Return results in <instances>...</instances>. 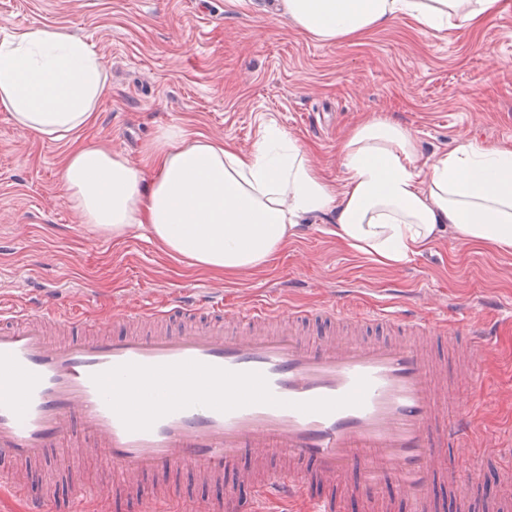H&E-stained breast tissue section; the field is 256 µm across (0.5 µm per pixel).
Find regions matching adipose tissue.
<instances>
[{
	"label": "adipose tissue",
	"mask_w": 512,
	"mask_h": 512,
	"mask_svg": "<svg viewBox=\"0 0 512 512\" xmlns=\"http://www.w3.org/2000/svg\"><path fill=\"white\" fill-rule=\"evenodd\" d=\"M505 0H281L307 37L359 39L408 18L434 32L473 31ZM107 62L65 30L29 27L0 40V106L23 131L47 140L78 137L93 123ZM240 150L181 126L159 130L142 152L147 170L104 147L76 145L62 186L98 231L120 240L144 226L165 255L234 277L266 270L308 216L327 219L336 243L398 267L430 250L442 231L512 255V149L460 142L424 159L397 120L368 117L338 145L345 177L333 187L305 146L279 130Z\"/></svg>",
	"instance_id": "obj_1"
}]
</instances>
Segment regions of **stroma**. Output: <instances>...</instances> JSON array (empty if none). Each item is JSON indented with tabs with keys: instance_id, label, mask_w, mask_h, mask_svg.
Segmentation results:
<instances>
[{
	"instance_id": "obj_1",
	"label": "stroma",
	"mask_w": 512,
	"mask_h": 512,
	"mask_svg": "<svg viewBox=\"0 0 512 512\" xmlns=\"http://www.w3.org/2000/svg\"><path fill=\"white\" fill-rule=\"evenodd\" d=\"M277 0H0V39L31 26L66 29L109 64L95 123L81 138L142 168L141 147L162 127L185 125L217 141L254 149L266 126L310 150L334 186L344 178L337 145L365 115L391 116L411 130L424 156L457 142L512 145V4L476 31L434 35L400 19L358 41L317 42L277 14ZM68 139L41 140L0 107V293L21 299L54 290L105 319L108 297L153 301L204 287L238 307L279 289L302 308L338 300L352 307L402 303L415 313H450L475 295L512 305V256L442 233L421 257L384 268L340 249L326 219L306 217L263 274L232 281L161 254L146 231L119 242L98 232L67 201L61 172ZM491 325V350L477 380L458 376L451 392L478 404L475 435L485 445L512 439V326ZM106 453L74 460L31 493L66 512L74 485L105 493L103 512H143L165 485L194 503L223 498L224 484L182 467L129 490H113Z\"/></svg>"
}]
</instances>
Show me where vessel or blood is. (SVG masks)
Here are the masks:
<instances>
[{
    "label": "vessel or blood",
    "instance_id": "vessel-or-blood-1",
    "mask_svg": "<svg viewBox=\"0 0 512 512\" xmlns=\"http://www.w3.org/2000/svg\"><path fill=\"white\" fill-rule=\"evenodd\" d=\"M303 314L264 299L229 310L213 292L184 289L157 303L111 299L110 320L123 333L85 337L87 315L54 294L33 308L1 298L0 379L11 387L0 391V485L24 512H46L22 467L47 473L61 453L101 448L125 480L185 464L223 480V500L204 512H246L241 487L252 492L247 512H261V503L292 501L308 482L328 487L313 512H345L354 487L369 494L370 512H391L377 494L391 481L410 512H431L441 473L467 507L488 451L461 457L473 406L447 401L448 373L430 341L466 346L473 379L488 329L466 314L451 321L335 302L318 316L357 328L356 336L312 342L263 329ZM371 324L382 336L361 338ZM134 386L153 387L148 414L123 405ZM246 454L254 471L237 467Z\"/></svg>",
    "mask_w": 512,
    "mask_h": 512
}]
</instances>
